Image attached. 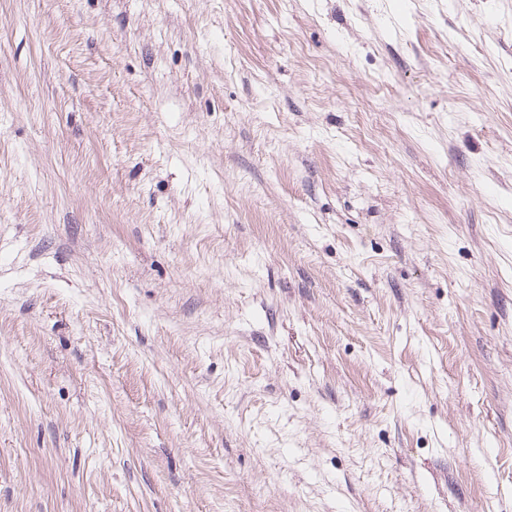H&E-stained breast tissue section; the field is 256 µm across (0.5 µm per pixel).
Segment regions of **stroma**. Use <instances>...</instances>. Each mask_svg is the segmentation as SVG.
Instances as JSON below:
<instances>
[{
	"label": "stroma",
	"mask_w": 512,
	"mask_h": 512,
	"mask_svg": "<svg viewBox=\"0 0 512 512\" xmlns=\"http://www.w3.org/2000/svg\"><path fill=\"white\" fill-rule=\"evenodd\" d=\"M0 512H512V0H0Z\"/></svg>",
	"instance_id": "1"
}]
</instances>
